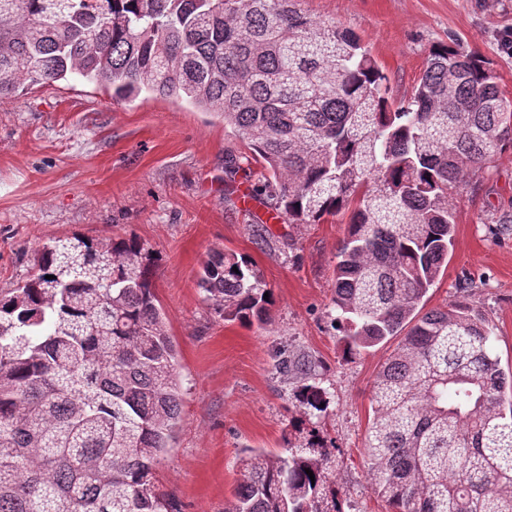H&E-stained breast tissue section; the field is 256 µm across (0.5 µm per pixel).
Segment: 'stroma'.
<instances>
[{"label":"stroma","mask_w":512,"mask_h":512,"mask_svg":"<svg viewBox=\"0 0 512 512\" xmlns=\"http://www.w3.org/2000/svg\"><path fill=\"white\" fill-rule=\"evenodd\" d=\"M322 21L353 29L387 74L411 95L432 45L458 39L488 59L512 97V0H299ZM248 148L217 113L174 98L113 100L79 77L35 84L0 98V292L22 285L44 244L75 233L96 241L133 236L158 258L156 293L178 344L182 428L158 470L179 512H224L251 446H284L298 415L295 383L273 369L285 347L316 359L329 405L318 420L336 447L344 512H389L368 477L364 436L371 388L393 350L387 342L343 358L328 311L336 250L348 213L319 224L267 223L264 200L248 212L244 191L224 190L226 156ZM452 256L427 294L436 308L468 294L494 326L492 344L512 371V151L454 199ZM248 258L274 304L264 326L224 321L197 278L208 254Z\"/></svg>","instance_id":"stroma-1"}]
</instances>
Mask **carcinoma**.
Listing matches in <instances>:
<instances>
[{
	"instance_id": "carcinoma-1",
	"label": "carcinoma",
	"mask_w": 512,
	"mask_h": 512,
	"mask_svg": "<svg viewBox=\"0 0 512 512\" xmlns=\"http://www.w3.org/2000/svg\"><path fill=\"white\" fill-rule=\"evenodd\" d=\"M72 74L220 114L264 164L251 195L277 223L351 209L332 298L343 357L403 336L372 386V488L391 512H512V373L493 325L464 295L423 311L454 193L512 149L490 62L435 45L398 98L355 32L297 0H0V98ZM156 267L135 237L73 235L0 294V512H173L156 471L182 420L178 352ZM198 287L224 320L267 323L269 289L235 252L212 251ZM317 367L274 356L305 415L327 403ZM285 443L240 450L224 512H342L327 441L300 417Z\"/></svg>"
}]
</instances>
